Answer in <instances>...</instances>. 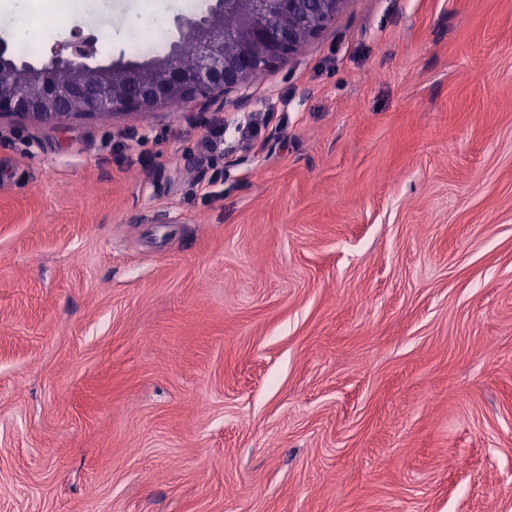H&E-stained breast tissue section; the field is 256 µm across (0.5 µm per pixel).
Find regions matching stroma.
Listing matches in <instances>:
<instances>
[{
	"label": "stroma",
	"instance_id": "35a3bbf8",
	"mask_svg": "<svg viewBox=\"0 0 512 512\" xmlns=\"http://www.w3.org/2000/svg\"><path fill=\"white\" fill-rule=\"evenodd\" d=\"M213 3L88 0L29 60ZM0 512H512V0H348L216 99L0 120Z\"/></svg>",
	"mask_w": 512,
	"mask_h": 512
}]
</instances>
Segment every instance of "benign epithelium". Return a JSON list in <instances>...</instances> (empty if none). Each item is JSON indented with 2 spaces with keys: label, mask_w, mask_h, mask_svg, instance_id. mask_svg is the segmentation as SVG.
<instances>
[{
  "label": "benign epithelium",
  "mask_w": 512,
  "mask_h": 512,
  "mask_svg": "<svg viewBox=\"0 0 512 512\" xmlns=\"http://www.w3.org/2000/svg\"><path fill=\"white\" fill-rule=\"evenodd\" d=\"M347 0H221L184 27L195 60L185 69L178 45L149 63L92 64L93 43L80 36L51 50L41 66L17 63L0 41V119L60 124L123 111L187 107L252 82L301 51L336 21Z\"/></svg>",
  "instance_id": "7a95c632"
}]
</instances>
